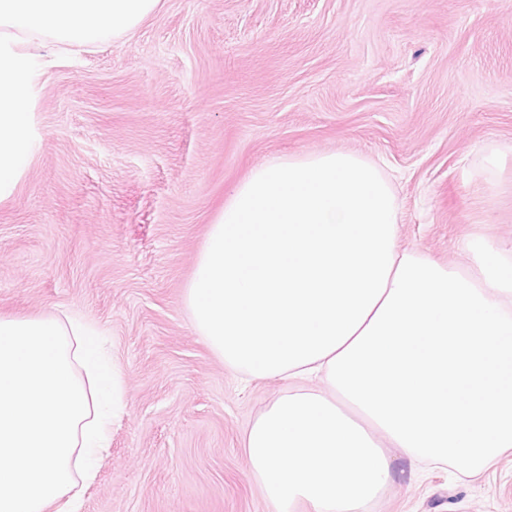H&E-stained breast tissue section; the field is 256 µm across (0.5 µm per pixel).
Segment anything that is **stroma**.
<instances>
[{"label": "stroma", "mask_w": 512, "mask_h": 512, "mask_svg": "<svg viewBox=\"0 0 512 512\" xmlns=\"http://www.w3.org/2000/svg\"><path fill=\"white\" fill-rule=\"evenodd\" d=\"M32 58L37 148L0 202V314L75 311L122 371L82 512H275L244 436L287 384L243 382L183 303L255 166L353 152L392 179L402 246L462 267L466 241L512 248V0H161L127 39ZM367 512H512V454L474 479L403 475Z\"/></svg>", "instance_id": "1"}]
</instances>
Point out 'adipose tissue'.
<instances>
[{"mask_svg": "<svg viewBox=\"0 0 512 512\" xmlns=\"http://www.w3.org/2000/svg\"><path fill=\"white\" fill-rule=\"evenodd\" d=\"M101 336L75 313L0 316V512H78L126 413Z\"/></svg>", "mask_w": 512, "mask_h": 512, "instance_id": "adipose-tissue-1", "label": "adipose tissue"}]
</instances>
